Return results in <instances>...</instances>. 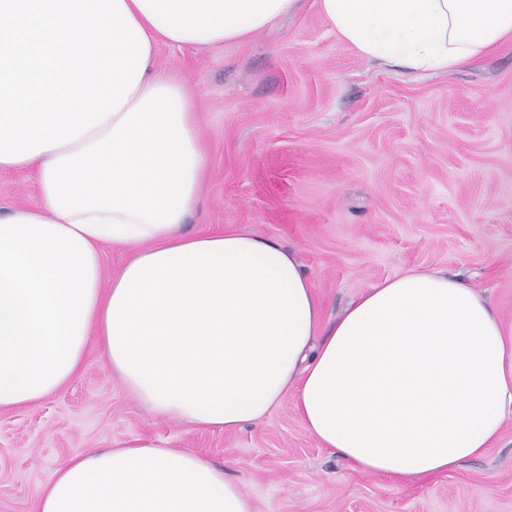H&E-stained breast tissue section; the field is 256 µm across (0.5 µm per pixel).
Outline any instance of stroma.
Listing matches in <instances>:
<instances>
[{"mask_svg": "<svg viewBox=\"0 0 512 512\" xmlns=\"http://www.w3.org/2000/svg\"><path fill=\"white\" fill-rule=\"evenodd\" d=\"M200 106L208 176L183 230H251L294 251L332 322L411 268L460 275L512 322V41L442 73L389 67L333 32L315 0L243 43L158 54ZM40 203L0 172V215ZM165 438L224 467L256 512H512V418L454 472L398 480L320 447L285 400L212 431L141 406L90 342L75 379L0 410V512H36L70 456Z\"/></svg>", "mask_w": 512, "mask_h": 512, "instance_id": "obj_1", "label": "stroma"}]
</instances>
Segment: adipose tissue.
<instances>
[{
	"label": "adipose tissue",
	"instance_id": "1",
	"mask_svg": "<svg viewBox=\"0 0 512 512\" xmlns=\"http://www.w3.org/2000/svg\"><path fill=\"white\" fill-rule=\"evenodd\" d=\"M150 53L127 103L71 143L0 171L41 204L0 216V409L72 380L90 335L163 419L233 431L293 399L305 430L360 472L424 479L483 456L512 416V323L447 273L409 269L332 324L296 254L245 230L189 235L207 152L160 46L242 42L301 0H124ZM362 56L445 72L512 38V0H316ZM127 257L103 277L106 247ZM38 512H254L223 468L167 439L79 452Z\"/></svg>",
	"mask_w": 512,
	"mask_h": 512
}]
</instances>
